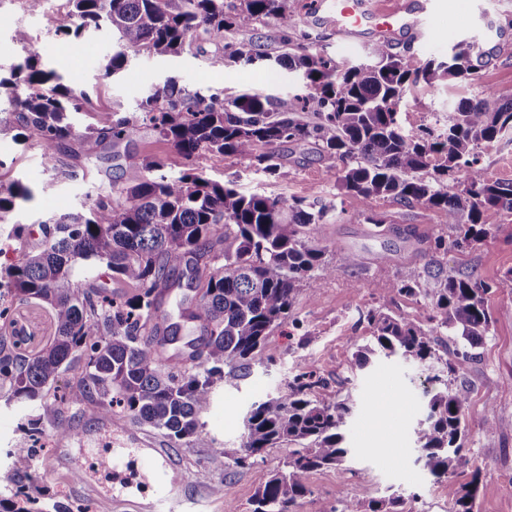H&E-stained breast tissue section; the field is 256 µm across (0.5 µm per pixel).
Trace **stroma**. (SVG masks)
I'll return each instance as SVG.
<instances>
[{
  "label": "stroma",
  "mask_w": 512,
  "mask_h": 512,
  "mask_svg": "<svg viewBox=\"0 0 512 512\" xmlns=\"http://www.w3.org/2000/svg\"><path fill=\"white\" fill-rule=\"evenodd\" d=\"M305 0H294L297 18L294 43L310 34L319 49L337 65L366 60L373 36L350 43L341 39L335 26L321 16L307 17ZM428 11L418 37L395 40L397 51L412 56L416 63L442 59L461 41L480 49L484 66L475 84L451 81L431 90L417 85L407 90L400 118L405 128L427 126L437 129L465 99L493 91L503 102L512 101V0H427ZM68 0H0V65L21 61L28 52L39 54L43 64L56 70L65 85L84 91L88 103L74 114L79 126L96 123L101 113L115 108L131 110L151 85L175 78L190 88H218L225 97L260 91L283 96L306 89L305 81L288 68L263 63H236L224 70L210 67L207 56L224 44L246 40V33L229 32L223 40L206 43L204 52L185 51L177 56L131 55L125 73L114 80L100 77L101 67L115 44L108 29L87 32L79 46L59 36L49 26L52 16L66 12ZM27 31L29 46L13 38L14 29ZM160 159L168 174H178L185 161L170 145L148 128L131 140L108 143L89 154L75 149L59 168L47 166L35 139L18 135L13 108L0 98V181L21 180L33 197L17 201L12 212L0 221V266L15 259L10 235L15 226L25 228L30 244H37L42 218L67 211L87 212L99 189L112 177H129L137 159L144 154ZM282 175L264 173L250 159L200 152L192 160L195 168L216 182H234L243 193L302 199L325 206L318 244L326 250L325 260L336 264L335 274L322 281L317 291L301 287L293 301L290 318L273 328L262 349V363L253 365L243 378L220 382L210 405L199 416L206 445L202 448L171 449L176 465L173 477L188 501L178 512H250L255 490L274 470L283 468L287 446L269 448L248 467H233L228 455L239 450L244 435V418L255 402L285 390L289 380L305 368L324 379L332 400L354 402L348 433L351 453L344 467L310 472V495L302 498L297 512H332L336 491L344 489L356 512H366L372 501L391 494L415 496V512H448L472 472L480 482L474 512H512V212L503 213L492 238L475 248L449 249L441 261L449 275L472 274L486 282L489 290L484 306L490 315L487 335L474 350L465 372L450 374L446 363L464 342L452 331L440 329L437 356L426 366H413L396 359L381 358L368 368L358 366L360 346L371 343L372 329L366 320L370 311L385 310L395 317L428 320L431 309L423 293L394 295L382 304L377 287L405 280L411 269L423 266L430 241L445 228V214L417 203L402 204L388 196L364 198L339 189L331 162L313 144L288 145L283 149ZM481 165L488 175L512 181V133L483 144ZM381 214L386 224L364 223L363 215ZM359 255L355 267L337 265V251ZM8 330L20 353L31 356L48 345L58 331L53 312L38 300L9 299ZM447 379L454 391L467 398L465 409V455L467 462L452 476L435 479L423 468L415 429L425 420L424 392L433 376ZM391 388L409 398L412 412L404 417L375 406V391ZM28 406L7 401L0 389V499L11 497L8 480L12 460L9 452L28 447L21 425ZM500 429L485 431L487 421ZM41 453L32 458L30 473L36 485L57 494L60 501L88 507L89 512H143L147 488L113 485L103 491L97 484L82 485L72 477V466L59 462L61 449L52 433L44 431L37 440ZM403 449L398 464H391L389 451ZM224 479L223 497L208 487L215 477Z\"/></svg>",
  "instance_id": "obj_1"
}]
</instances>
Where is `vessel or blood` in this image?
I'll use <instances>...</instances> for the list:
<instances>
[{"label": "vessel or blood", "instance_id": "b4317fda", "mask_svg": "<svg viewBox=\"0 0 512 512\" xmlns=\"http://www.w3.org/2000/svg\"><path fill=\"white\" fill-rule=\"evenodd\" d=\"M332 13L338 32L348 40L365 34L392 40L400 34L415 32L420 24L418 11L399 7L389 10L370 8L364 0H335ZM172 468L168 455L157 442L132 434L124 452L113 448L93 450L78 475L84 478L93 473L127 487L148 484L152 492L150 512H166V506L176 492L170 477Z\"/></svg>", "mask_w": 512, "mask_h": 512}]
</instances>
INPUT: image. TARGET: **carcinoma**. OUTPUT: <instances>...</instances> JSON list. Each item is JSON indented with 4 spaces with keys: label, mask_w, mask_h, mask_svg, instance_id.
<instances>
[{
    "label": "carcinoma",
    "mask_w": 512,
    "mask_h": 512,
    "mask_svg": "<svg viewBox=\"0 0 512 512\" xmlns=\"http://www.w3.org/2000/svg\"><path fill=\"white\" fill-rule=\"evenodd\" d=\"M69 4L68 12L49 19L56 33L78 38L89 29L112 30L116 50L102 66L104 79L122 71L132 52L178 55L198 41L247 31L267 17L279 23L286 45L297 25L293 0ZM228 61L286 65L303 73L308 91L225 99L170 78L150 88L137 112L106 113L98 124L80 129L68 114L84 111L86 94L62 84L37 53L12 66L10 77L0 79V89L11 91L17 127L38 138L42 157L53 167L72 143L91 151L131 139L143 127L186 161L201 151L215 152L252 159L270 175L284 167L281 146L314 143L338 163L340 189L444 210L456 235L451 241L436 236L433 253L486 242L501 212L512 210V182L490 178L477 153L481 144L512 130V102L487 91L459 103L440 132L406 130L399 121L409 87L479 81L470 44H455L445 61L417 66L394 45L378 42L369 62L340 69L311 42L295 53L273 56L252 39L226 45L209 58L210 66L219 69ZM307 112L315 121L302 118ZM431 166L437 173L433 180L417 177ZM30 197L31 190L19 180L0 185V219L15 200ZM310 208L299 199L246 195L190 166L169 176L159 159L145 154L132 175L113 180L96 196L88 213L41 221V247H30L22 227L15 228L17 259L0 270V297L42 300L53 308L58 324L54 342L34 357L17 353L11 337L0 334V387H9L7 401L41 407L22 428L30 433L50 427L57 437L71 436L65 413L74 407L92 418L149 425L177 447L204 445L198 415L209 406L217 382L261 363L264 340L272 327L288 320L299 286L315 287L335 272L316 245L325 208ZM202 265L208 272L201 273ZM103 266L131 291L109 294L81 287L79 274ZM201 279L203 296L189 304L187 314L199 324L201 338L188 342L190 352L179 364L164 368L158 353L162 341L156 339L165 318L163 292L193 288ZM423 282L429 285L431 326L381 310L369 313L374 344L359 348V367L376 355L412 364L432 359L439 328L451 327L470 345L485 335L484 282L473 275L450 276L432 256L405 283L382 289L380 300L386 305L395 293L414 294ZM65 375L70 380L60 394L58 382ZM435 381L439 386L427 392V418L417 442L423 468L441 479L454 474L463 459L466 399L442 379ZM325 387L322 378L301 369L285 390L252 405L234 465L245 467L268 448L289 447L285 468L255 492L252 512H295L299 500L311 493L308 474L346 461L351 451L346 426L354 404L331 401ZM31 452L14 451L10 478L16 490L12 499L0 500V512H46L39 506L45 491L28 472ZM478 487L476 471L451 512H473ZM369 512L412 510L397 496L373 502Z\"/></svg>",
    "instance_id": "cac0c4a2"
}]
</instances>
